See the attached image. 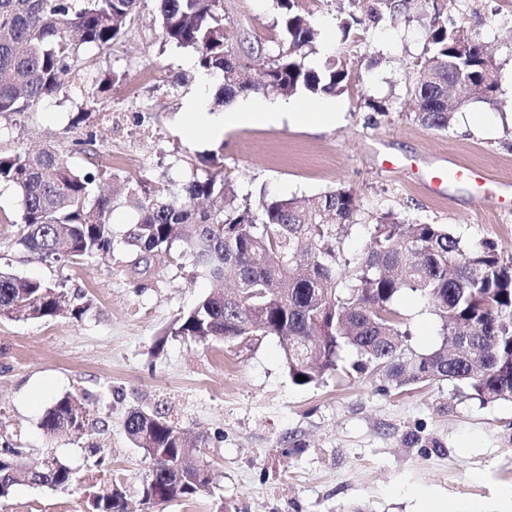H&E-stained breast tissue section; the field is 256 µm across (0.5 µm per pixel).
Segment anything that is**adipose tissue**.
Returning a JSON list of instances; mask_svg holds the SVG:
<instances>
[{
  "mask_svg": "<svg viewBox=\"0 0 512 512\" xmlns=\"http://www.w3.org/2000/svg\"><path fill=\"white\" fill-rule=\"evenodd\" d=\"M192 117L195 126L214 140L223 137L227 127L252 122L277 126L286 121L292 125L325 126L339 123L342 119L336 105L323 102L312 104L305 112L289 111L280 104L233 105L218 115L207 112L202 104L197 103L192 107Z\"/></svg>",
  "mask_w": 512,
  "mask_h": 512,
  "instance_id": "ef3b65f1",
  "label": "adipose tissue"
}]
</instances>
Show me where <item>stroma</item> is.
<instances>
[{"mask_svg":"<svg viewBox=\"0 0 512 512\" xmlns=\"http://www.w3.org/2000/svg\"><path fill=\"white\" fill-rule=\"evenodd\" d=\"M299 5L320 31L306 65L322 66L334 53L350 67L348 86L335 97L344 114L338 124H256L229 129L219 141L192 130L190 104L209 101L218 84L198 76L193 55L162 42L154 0H142L130 31L111 50L81 51L87 76H125L102 93L91 117L76 122L83 99L67 90L0 119V150L48 145L83 167L87 159L73 142L92 131L102 167L151 187L188 182L215 152L242 196L264 190L303 199L350 190L359 210L343 239L346 256L363 250L369 224L391 210L446 225L469 243L495 242L511 258L512 190L452 183L430 196L418 176L431 164L455 161L512 183V0H446L449 23L488 45L498 89L492 99L459 107L445 132L413 113L426 16L411 12L346 35L340 22L352 8L348 0ZM224 12L230 43L252 45L239 57L242 70L256 73L280 39L275 0H224ZM180 75L185 84H177ZM376 102L387 112L374 111ZM115 111L127 115L117 132L106 123ZM476 113L482 123L471 122ZM132 219L127 207L113 211L111 258L60 268L17 246L18 200L0 185V266L63 282L69 303L91 304L79 320L0 316V436L22 448L28 463L53 456L75 474L66 491L15 485L0 499V512H88L90 496L115 489L130 512H217L222 501L236 512H346L352 505L365 512H512V401L485 403L449 381L385 389L363 374L298 386L277 337L202 345L171 336L176 319L210 284L176 255L135 271L122 241ZM395 308L412 350L427 353L440 344L441 323L421 297L403 293ZM67 393L79 395L107 430L75 440L46 437L43 412ZM134 408L168 413L189 435L205 437L195 454L212 472L209 489L142 510L149 463L124 429ZM413 433L436 447L406 445ZM92 445L98 454L89 453Z\"/></svg>","mask_w":512,"mask_h":512,"instance_id":"1","label":"stroma"}]
</instances>
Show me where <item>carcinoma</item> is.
<instances>
[{
    "label": "carcinoma",
    "mask_w": 512,
    "mask_h": 512,
    "mask_svg": "<svg viewBox=\"0 0 512 512\" xmlns=\"http://www.w3.org/2000/svg\"><path fill=\"white\" fill-rule=\"evenodd\" d=\"M374 24L413 7L430 15L428 47L414 86L415 118L446 131L454 111L496 91L493 57L480 38L458 48L460 29L448 28L439 0H377ZM140 0H0V117L26 112L77 86L89 108L105 88L125 75L98 82L80 74V47H112L135 17ZM281 13L278 50L253 81L240 77L238 53L226 37L224 0H156L159 37L192 52L199 70L221 83L210 111H223L238 96L268 89L284 97H334L350 72L340 58L308 67L319 30L298 0H276ZM96 135L75 141L90 158L78 169L49 147L32 153L0 151V184L19 199L21 232L16 245L50 264H80L112 256V210L126 199L137 219L124 242L135 266L150 265L175 247L196 273L234 289L204 295L170 328L169 335L206 344L248 336H276L292 382L316 385L340 368V353L355 348L351 365L395 388L457 382L484 403L512 401V260L487 240L468 244L441 224L413 222L393 212L369 225L363 251L344 257L342 237L355 225L357 204L343 188L299 201L260 193L238 199L221 169L174 188L147 189L127 179L102 190L106 170L92 159ZM426 300L442 326L439 347L419 354L393 308L401 293ZM58 284L0 268V316L15 321L81 318L90 304L62 307ZM89 414L78 396L66 393L45 410L40 429L50 438H81ZM131 443L153 467L143 503L191 498L213 483L208 466L185 450L181 428L164 413L133 409L125 420ZM55 490L74 483L72 470L55 457L28 468L23 450L0 444V497L20 481ZM91 512H127L119 490L90 499Z\"/></svg>",
    "instance_id": "obj_1"
}]
</instances>
